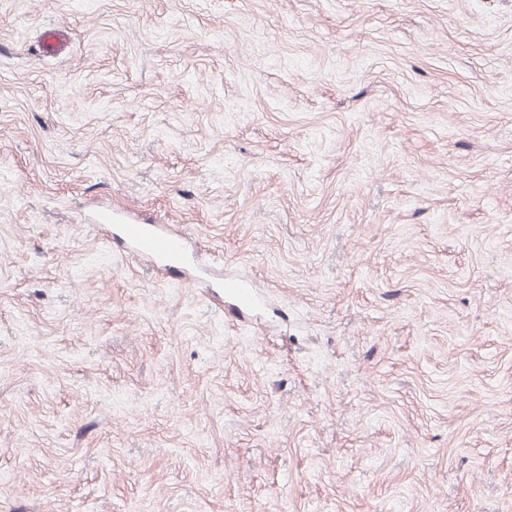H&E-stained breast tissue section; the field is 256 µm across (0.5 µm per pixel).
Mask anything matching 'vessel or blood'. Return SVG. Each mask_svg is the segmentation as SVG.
Instances as JSON below:
<instances>
[{"mask_svg":"<svg viewBox=\"0 0 512 512\" xmlns=\"http://www.w3.org/2000/svg\"><path fill=\"white\" fill-rule=\"evenodd\" d=\"M95 221L99 224H119L123 243L134 247L141 255L157 260L162 270L180 271L193 260L184 234L155 225L137 223L127 218L121 208L101 210ZM223 288L225 296L232 301L235 312L239 313L254 306L255 294L248 281L228 278L225 279Z\"/></svg>","mask_w":512,"mask_h":512,"instance_id":"obj_1","label":"vessel or blood"}]
</instances>
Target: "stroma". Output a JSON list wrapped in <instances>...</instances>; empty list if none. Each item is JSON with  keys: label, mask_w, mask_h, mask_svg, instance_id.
Listing matches in <instances>:
<instances>
[{"label": "stroma", "mask_w": 512, "mask_h": 512, "mask_svg": "<svg viewBox=\"0 0 512 512\" xmlns=\"http://www.w3.org/2000/svg\"><path fill=\"white\" fill-rule=\"evenodd\" d=\"M0 512H512V0H0ZM96 224H122L121 240L141 255L157 260L164 271H182L193 262L184 234L155 225L139 224L119 207L98 212ZM222 288H224V295L233 302L234 314H238L254 306L255 294L248 281L225 278Z\"/></svg>", "instance_id": "obj_1"}]
</instances>
